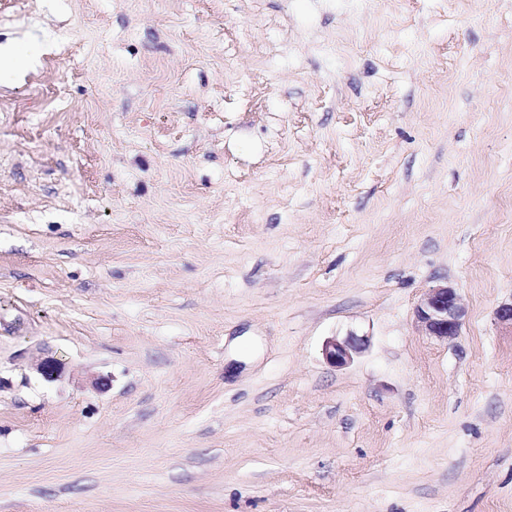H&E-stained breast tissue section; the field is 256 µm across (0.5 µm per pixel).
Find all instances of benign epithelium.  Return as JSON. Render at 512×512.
Segmentation results:
<instances>
[{"mask_svg": "<svg viewBox=\"0 0 512 512\" xmlns=\"http://www.w3.org/2000/svg\"><path fill=\"white\" fill-rule=\"evenodd\" d=\"M464 315L465 309L457 290L446 283L430 288L415 311L420 331L441 341L458 335ZM368 343L369 337L354 333L342 338L334 336L325 342L323 352L329 363L343 367Z\"/></svg>", "mask_w": 512, "mask_h": 512, "instance_id": "1", "label": "benign epithelium"}]
</instances>
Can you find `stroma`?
Segmentation results:
<instances>
[{
    "mask_svg": "<svg viewBox=\"0 0 512 512\" xmlns=\"http://www.w3.org/2000/svg\"><path fill=\"white\" fill-rule=\"evenodd\" d=\"M4 51L0 512H512V0H0ZM464 315L457 290L446 283L430 288L415 311L420 331L441 341L458 335ZM368 343V336L354 333L342 338L334 336L325 342L323 352L329 363L335 367H343L352 361L354 355L364 350Z\"/></svg>",
    "mask_w": 512,
    "mask_h": 512,
    "instance_id": "35a3bbf8",
    "label": "stroma"
}]
</instances>
